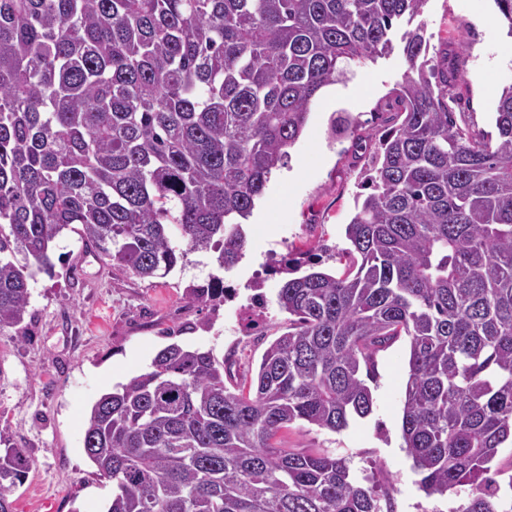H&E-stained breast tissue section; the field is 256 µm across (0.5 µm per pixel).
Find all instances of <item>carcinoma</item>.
Segmentation results:
<instances>
[{"mask_svg":"<svg viewBox=\"0 0 512 512\" xmlns=\"http://www.w3.org/2000/svg\"><path fill=\"white\" fill-rule=\"evenodd\" d=\"M427 0H0V333L26 335L28 279L73 224L101 257L163 277L192 250L242 258L247 219L319 91L394 49ZM396 123L346 227L355 274L286 279L296 316L249 389L212 352L170 344L92 406L84 451L112 480L107 512H382L350 460L278 447L303 421L371 412L374 357L409 340L405 448L428 496L512 512L490 463L512 437V85L496 139L457 125L456 78L425 24L401 37ZM340 112L332 131L354 133ZM27 259L16 264L11 256ZM30 468L0 454V512Z\"/></svg>","mask_w":512,"mask_h":512,"instance_id":"1","label":"carcinoma"}]
</instances>
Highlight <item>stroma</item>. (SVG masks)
Wrapping results in <instances>:
<instances>
[{
    "label": "stroma",
    "instance_id": "35a3bbf8",
    "mask_svg": "<svg viewBox=\"0 0 512 512\" xmlns=\"http://www.w3.org/2000/svg\"><path fill=\"white\" fill-rule=\"evenodd\" d=\"M423 19L429 54L457 72L445 94L459 125L495 135L493 114L512 84V38L494 0H427ZM408 65L401 48L354 67L349 81L324 87L308 123L257 201L241 260L224 270L211 251L188 250L166 277L141 279L112 266L86 242L80 225L54 248L52 273L29 282L24 338L0 333V437L33 465L9 495L12 512H106L111 480L101 478L83 439L92 405L151 369L170 344L212 352L224 382L249 383L269 345L288 329L277 302L286 261L299 258L340 275L356 263L345 228L354 213L363 171L393 124L395 89ZM348 112L360 125L335 137L330 121ZM222 280L206 304L186 292ZM409 343L400 338L375 357L370 415L333 432L296 422L277 437L291 452L345 456L356 478H368L391 499L393 512H459L472 490L425 495L402 438Z\"/></svg>",
    "mask_w": 512,
    "mask_h": 512
}]
</instances>
